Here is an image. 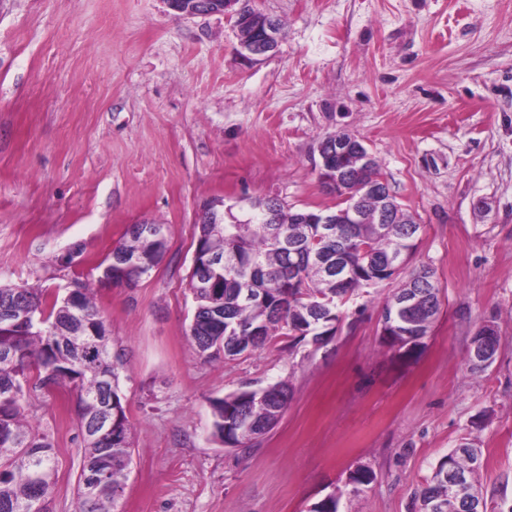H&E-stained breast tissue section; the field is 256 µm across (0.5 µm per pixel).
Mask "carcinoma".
Masks as SVG:
<instances>
[{"label": "carcinoma", "mask_w": 512, "mask_h": 512, "mask_svg": "<svg viewBox=\"0 0 512 512\" xmlns=\"http://www.w3.org/2000/svg\"><path fill=\"white\" fill-rule=\"evenodd\" d=\"M244 220L214 225L206 211L197 225L195 250L202 264L191 267L189 290L195 311L188 337L206 361L233 360L278 336L323 340L329 326L342 317L341 308L363 288L393 280L390 259L417 248L419 224L405 210L398 223L302 224L305 210H292L278 198L251 203ZM151 237L128 228L103 264L136 257L129 280L139 282L158 267L168 249L165 225ZM331 265L341 264L342 281L316 270L314 255ZM214 283L223 304L215 309L213 290L197 287V280ZM71 300L41 299L31 288L0 284V317L4 309L25 307L46 325L16 323L0 326V512H49L48 495L56 471L49 435L26 421L32 401L53 390L65 389L75 398L83 437L75 512H119L131 463L133 433L120 388V357L112 353V337L94 300L93 289L75 281ZM277 290L263 303L249 292ZM420 293L415 311L396 313V302L411 290ZM440 288L434 271L421 266L411 271L382 304L383 318H393L402 356L413 357L423 348L434 317L439 313ZM260 400L241 390L210 400L211 436L229 448L249 450L270 432L288 407L292 388L285 380L264 387ZM109 416L117 432L105 435L94 428L100 416ZM482 449L462 442L448 450L433 468L418 494L420 512H436L448 503V471L470 477L469 496L487 505L478 484ZM376 479L372 467L350 472L352 492Z\"/></svg>", "instance_id": "cac0c4a2"}]
</instances>
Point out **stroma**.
Instances as JSON below:
<instances>
[{
    "label": "stroma",
    "instance_id": "stroma-1",
    "mask_svg": "<svg viewBox=\"0 0 512 512\" xmlns=\"http://www.w3.org/2000/svg\"><path fill=\"white\" fill-rule=\"evenodd\" d=\"M284 36L254 64L232 16L164 0H0V281L65 294L96 286L124 352L134 426L123 512H417L461 439L484 451L488 512H512V0H251ZM345 130L423 226L441 312L406 359L380 334L390 280L366 288L321 344L286 336L202 361L187 275L203 206L238 218L274 196L334 206L317 145ZM168 250L133 288L98 264L141 221ZM495 362L472 373L485 321ZM278 380L292 397L250 453L211 436L209 400ZM55 448L51 512H74L82 438L67 392L28 411ZM375 481L350 494L347 476Z\"/></svg>",
    "mask_w": 512,
    "mask_h": 512
}]
</instances>
